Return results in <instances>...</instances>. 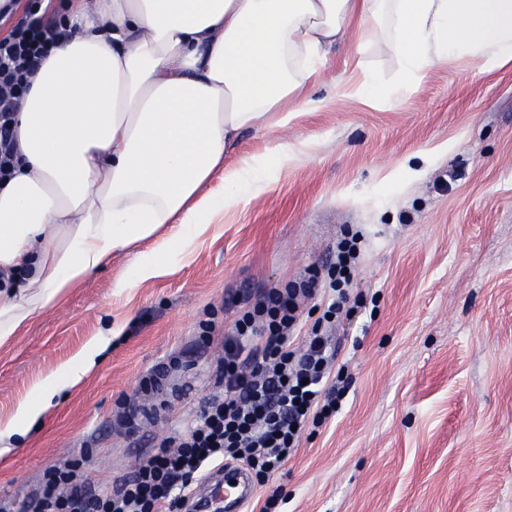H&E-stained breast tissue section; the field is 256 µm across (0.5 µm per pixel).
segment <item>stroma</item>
<instances>
[{"label": "stroma", "mask_w": 512, "mask_h": 512, "mask_svg": "<svg viewBox=\"0 0 512 512\" xmlns=\"http://www.w3.org/2000/svg\"><path fill=\"white\" fill-rule=\"evenodd\" d=\"M331 48L328 99L284 136L308 146L168 276L120 283L149 244L37 314L0 348V419L91 338L112 347L40 423L0 454V500L30 501L55 467L78 464L112 490L212 392L214 348L267 287L326 261L345 230L361 235L362 312L333 336L349 387L336 415L308 427L288 463L253 485L260 512H512V65L491 74L435 64L391 104L332 97L353 73ZM182 367L163 392L148 372Z\"/></svg>", "instance_id": "1"}]
</instances>
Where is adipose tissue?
<instances>
[{"label": "adipose tissue", "mask_w": 512, "mask_h": 512, "mask_svg": "<svg viewBox=\"0 0 512 512\" xmlns=\"http://www.w3.org/2000/svg\"><path fill=\"white\" fill-rule=\"evenodd\" d=\"M62 12L72 33L25 97L22 167L0 183V347L116 249L155 243L125 287L172 273L226 210L301 163L306 144L285 140L224 157L242 132L320 108L309 86L350 27L393 52L401 91L438 62L512 64V0H69ZM111 343L94 337L36 383L0 441L26 435Z\"/></svg>", "instance_id": "ef3b65f1"}]
</instances>
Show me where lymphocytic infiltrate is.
Wrapping results in <instances>:
<instances>
[{
    "label": "lymphocytic infiltrate",
    "mask_w": 512,
    "mask_h": 512,
    "mask_svg": "<svg viewBox=\"0 0 512 512\" xmlns=\"http://www.w3.org/2000/svg\"><path fill=\"white\" fill-rule=\"evenodd\" d=\"M66 32L51 0H7L0 6V179L21 155L16 114L43 60ZM358 235L339 239L325 273L262 290L234 324L214 367L216 394L187 429L158 448L118 483L94 493L71 470L48 472L33 512H180L226 460L261 477L282 469L307 422L335 415L346 393L330 383L336 349L321 327L302 335L300 302L320 299L325 321L363 307L354 290Z\"/></svg>",
    "instance_id": "obj_1"
}]
</instances>
